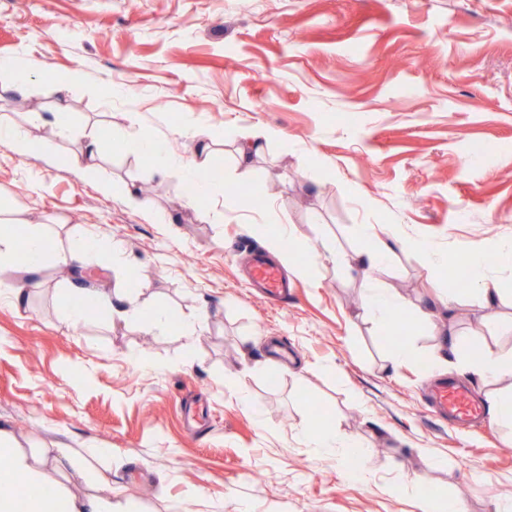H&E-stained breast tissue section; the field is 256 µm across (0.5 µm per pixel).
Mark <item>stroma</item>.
<instances>
[{
    "label": "stroma",
    "instance_id": "stroma-1",
    "mask_svg": "<svg viewBox=\"0 0 512 512\" xmlns=\"http://www.w3.org/2000/svg\"><path fill=\"white\" fill-rule=\"evenodd\" d=\"M16 58L29 80L0 90V122L30 148L0 143V213L60 250L112 242L83 281L0 262V284L37 283L20 305L0 295V430L56 489L129 512H423L416 475L467 512L512 496V434L429 409L444 378L486 398L438 360L442 325L486 311L461 290L448 312L434 290L462 272L464 243L512 239V0H0V60ZM261 130L240 181L239 144ZM110 133L124 143L99 173L77 163ZM196 135L212 141L204 170L221 171L203 199L186 166ZM144 180L145 210L124 193ZM360 224L432 251L396 249L361 280L345 262ZM267 225L308 268L280 304L243 275ZM75 281L109 293L79 326L65 319ZM369 287L406 308L365 318ZM402 343L413 359L384 371ZM314 428L358 440L367 464L314 447Z\"/></svg>",
    "mask_w": 512,
    "mask_h": 512
}]
</instances>
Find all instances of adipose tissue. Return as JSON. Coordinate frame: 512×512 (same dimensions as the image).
<instances>
[{
	"instance_id": "ef3b65f1",
	"label": "adipose tissue",
	"mask_w": 512,
	"mask_h": 512,
	"mask_svg": "<svg viewBox=\"0 0 512 512\" xmlns=\"http://www.w3.org/2000/svg\"><path fill=\"white\" fill-rule=\"evenodd\" d=\"M358 248L352 261L355 269L364 277H371L386 261L394 246L400 245L397 235L382 238L376 225L362 224L357 228ZM23 248L28 255L29 267L37 268L45 261H54L57 265L68 266L81 260L90 252H103L107 248L104 240L89 237L73 244L65 251L57 250L51 234L44 228L35 226L27 231ZM494 251L504 266L512 268V241H498L492 246L475 245L469 252L466 267L467 277L472 284L471 300L482 306L494 305L501 300L502 294L496 282L490 281L483 273L487 251ZM467 337L458 328L448 330V361L460 373L476 377L488 386L489 410L491 417L499 427L512 431V388L500 389L503 377H512V351L501 352L485 347L479 357H471L466 352ZM0 456L8 458L9 468L4 478L7 488L0 492V512H43L44 503L26 498L25 489L35 482H51V472L35 471L26 457L15 451L5 433L0 432Z\"/></svg>"
}]
</instances>
